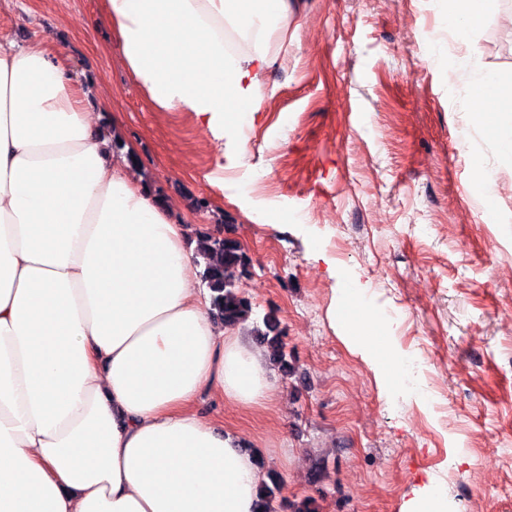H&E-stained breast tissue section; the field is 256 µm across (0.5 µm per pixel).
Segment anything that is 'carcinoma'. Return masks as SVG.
<instances>
[{"instance_id":"1","label":"carcinoma","mask_w":512,"mask_h":512,"mask_svg":"<svg viewBox=\"0 0 512 512\" xmlns=\"http://www.w3.org/2000/svg\"><path fill=\"white\" fill-rule=\"evenodd\" d=\"M202 259V278L211 292V313L224 320L226 326L247 322L253 314L251 300L236 287L235 279L248 274L251 260L236 242L220 244L206 236L205 247L199 250ZM264 328H254L255 336L266 347V360L279 371L288 372L287 344L282 339L277 323L263 318ZM279 483L275 479L259 485V512H276L274 502Z\"/></svg>"}]
</instances>
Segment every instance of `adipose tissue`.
<instances>
[{"instance_id":"ef3b65f1","label":"adipose tissue","mask_w":512,"mask_h":512,"mask_svg":"<svg viewBox=\"0 0 512 512\" xmlns=\"http://www.w3.org/2000/svg\"><path fill=\"white\" fill-rule=\"evenodd\" d=\"M485 2L448 0L459 42ZM299 4L103 0L156 107L241 146ZM462 93L511 160L512 80L484 70ZM191 265L63 62L0 34V512H255V456L194 404L261 403L267 371Z\"/></svg>"}]
</instances>
